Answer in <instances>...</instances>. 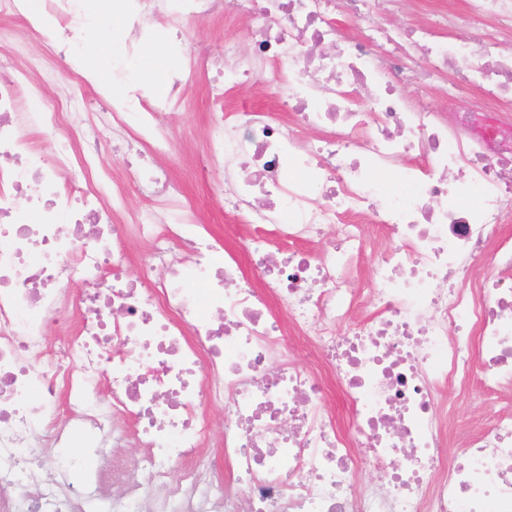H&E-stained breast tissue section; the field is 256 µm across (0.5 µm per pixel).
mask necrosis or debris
Segmentation results:
<instances>
[{
    "mask_svg": "<svg viewBox=\"0 0 512 512\" xmlns=\"http://www.w3.org/2000/svg\"><path fill=\"white\" fill-rule=\"evenodd\" d=\"M396 2L131 0L137 32L159 15L179 34L190 19L247 23L253 61L225 38L211 85L224 209L249 227L237 250L166 174H99L79 98H45L38 60L0 51V512H139L144 497L153 512H512V285L481 272L512 269V126L488 117L512 103V0L382 26ZM340 5L361 38L340 32ZM459 24L475 37L443 36ZM411 81L470 103L448 122L406 99ZM254 83L273 110L225 108ZM184 85L134 90L131 109L100 113L104 136L154 133ZM133 191L149 213L126 210ZM370 224L389 245L361 291ZM326 228L333 247L308 251ZM130 239L147 246L132 279ZM475 386L490 417L449 453V393ZM212 406L222 479L203 452ZM82 436L101 454L143 448L122 505L103 504V472L47 458ZM368 465L386 481L361 483Z\"/></svg>",
    "mask_w": 512,
    "mask_h": 512,
    "instance_id": "4bbe7bcc",
    "label": "necrosis or debris"
}]
</instances>
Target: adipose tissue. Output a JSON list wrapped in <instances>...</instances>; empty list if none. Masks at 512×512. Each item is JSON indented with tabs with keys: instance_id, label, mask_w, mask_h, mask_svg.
<instances>
[{
	"instance_id": "ef3b65f1",
	"label": "adipose tissue",
	"mask_w": 512,
	"mask_h": 512,
	"mask_svg": "<svg viewBox=\"0 0 512 512\" xmlns=\"http://www.w3.org/2000/svg\"><path fill=\"white\" fill-rule=\"evenodd\" d=\"M120 16L117 0H96L92 6L88 5L87 0H75L77 25L87 33L80 42L75 60L89 80H100L105 60L122 54L121 44L112 38L113 28ZM166 57L167 50L162 44L144 47L134 63L128 83L139 84L152 93L162 90L167 74Z\"/></svg>"
}]
</instances>
